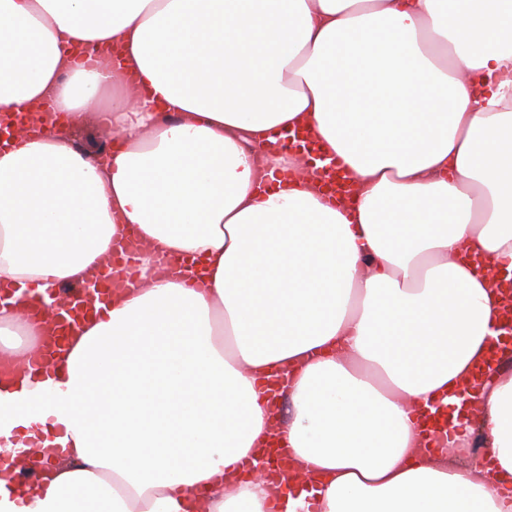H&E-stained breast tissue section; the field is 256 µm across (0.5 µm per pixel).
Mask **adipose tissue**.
I'll return each mask as SVG.
<instances>
[{"instance_id": "ef3b65f1", "label": "adipose tissue", "mask_w": 512, "mask_h": 512, "mask_svg": "<svg viewBox=\"0 0 512 512\" xmlns=\"http://www.w3.org/2000/svg\"><path fill=\"white\" fill-rule=\"evenodd\" d=\"M100 45L136 81L69 54ZM45 99L66 123L0 151V414L63 453L34 489L0 477V512H512V370L445 452L419 419L499 339L512 0H0V114ZM91 118L120 142L102 167L71 137ZM300 125L352 208L245 150ZM130 227L132 283L31 387L33 293L85 284ZM273 438L276 496L241 471Z\"/></svg>"}]
</instances>
